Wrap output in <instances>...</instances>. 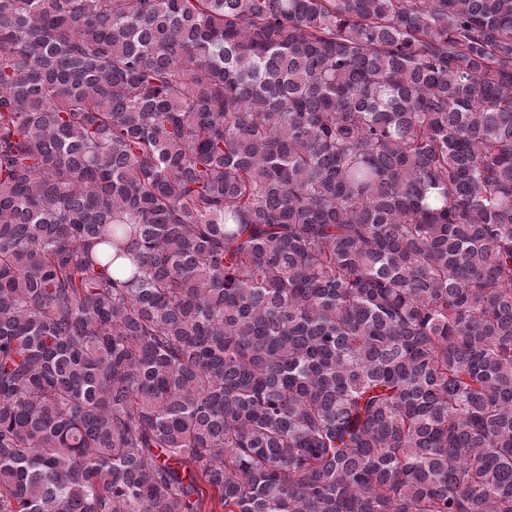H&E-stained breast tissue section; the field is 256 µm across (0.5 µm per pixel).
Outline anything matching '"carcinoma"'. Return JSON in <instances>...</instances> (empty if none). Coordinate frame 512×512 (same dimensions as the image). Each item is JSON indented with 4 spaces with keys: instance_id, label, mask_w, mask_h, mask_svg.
Here are the masks:
<instances>
[{
    "instance_id": "1",
    "label": "carcinoma",
    "mask_w": 512,
    "mask_h": 512,
    "mask_svg": "<svg viewBox=\"0 0 512 512\" xmlns=\"http://www.w3.org/2000/svg\"><path fill=\"white\" fill-rule=\"evenodd\" d=\"M0 512H512V0H0Z\"/></svg>"
}]
</instances>
